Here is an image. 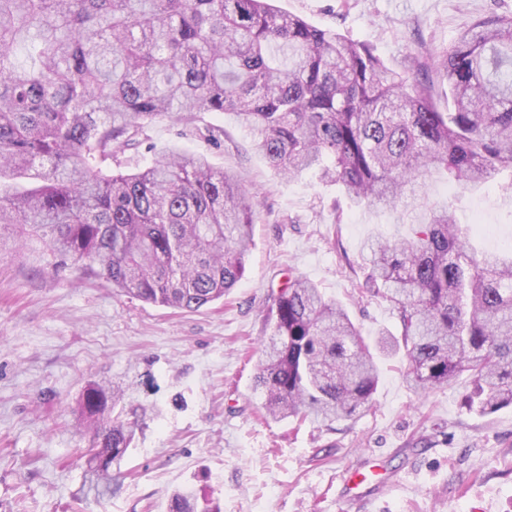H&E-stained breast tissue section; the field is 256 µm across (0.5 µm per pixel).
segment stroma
I'll use <instances>...</instances> for the list:
<instances>
[{
    "instance_id": "obj_1",
    "label": "stroma",
    "mask_w": 512,
    "mask_h": 512,
    "mask_svg": "<svg viewBox=\"0 0 512 512\" xmlns=\"http://www.w3.org/2000/svg\"><path fill=\"white\" fill-rule=\"evenodd\" d=\"M274 3L368 44L395 68L411 51L451 45L478 18L512 15V0ZM172 146L207 154L261 194L246 274L209 306L148 304L104 278L51 270L42 243L16 251L14 226H0V512H167L184 486L222 512H512V407L477 415L459 388L421 393L403 356L378 357L372 409L334 429L260 415L253 379L273 294L295 273L345 304L367 340L397 332L390 305L358 299L357 287L364 240L407 236L406 218L365 207L336 214L335 189L308 173L278 177L227 114L157 121L117 159L139 170ZM425 183L432 202L471 225L477 249L512 247V195L498 183L463 191L434 173ZM94 382L128 387L147 415L112 471L111 498L80 507L75 456L86 441L73 409ZM355 471L373 480L357 499L344 486Z\"/></svg>"
}]
</instances>
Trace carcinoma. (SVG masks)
I'll return each instance as SVG.
<instances>
[{
  "label": "carcinoma",
  "instance_id": "obj_1",
  "mask_svg": "<svg viewBox=\"0 0 512 512\" xmlns=\"http://www.w3.org/2000/svg\"><path fill=\"white\" fill-rule=\"evenodd\" d=\"M432 71L448 89L440 110ZM195 112L233 115L282 176L312 170L354 205L403 207L412 233L376 236L359 297L388 302L408 377L421 391L463 388L464 406H512V249L475 252L470 228L429 201L422 177L468 189L509 171L512 16L476 20L402 68L270 0H0V225L45 243L46 265L101 276L144 302L194 312L244 277L258 192L202 153L171 149L143 171L112 168L148 124ZM254 388L272 420L329 427L373 407L370 346L348 312L291 275L268 309ZM94 383L77 413L82 499L112 496V464L146 410L115 408ZM168 512H221L189 489Z\"/></svg>",
  "mask_w": 512,
  "mask_h": 512
}]
</instances>
